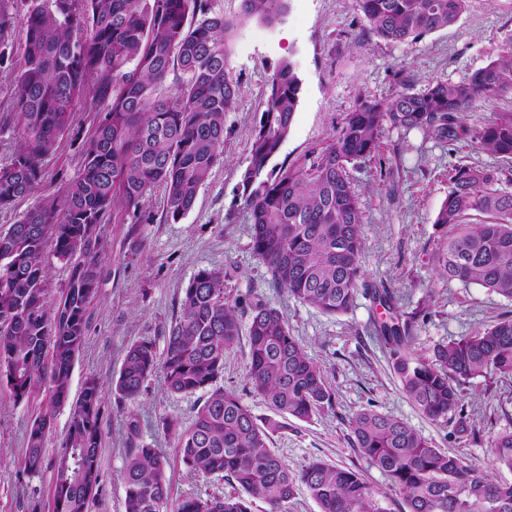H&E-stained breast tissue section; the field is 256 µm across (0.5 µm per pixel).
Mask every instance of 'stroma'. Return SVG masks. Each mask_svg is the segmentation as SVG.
Here are the masks:
<instances>
[{
	"instance_id": "35a3bbf8",
	"label": "stroma",
	"mask_w": 512,
	"mask_h": 512,
	"mask_svg": "<svg viewBox=\"0 0 512 512\" xmlns=\"http://www.w3.org/2000/svg\"><path fill=\"white\" fill-rule=\"evenodd\" d=\"M24 19H17L9 39L11 60L0 64V166L19 147V129L11 114L16 62L25 40ZM512 42V0H468L459 20L417 40L388 42L362 25L355 0H289L282 19L272 25L256 20L234 31L230 74L241 83V96L224 117V153L201 188L196 203L179 222H164V197L154 191L147 209L150 223L117 209L100 225L104 244L101 281L87 308L84 345L71 371V399H78L87 378L103 387L100 464L103 494L90 512H124L122 471L128 448L127 423L137 419L141 444L157 448L168 460L172 501L235 493L232 482L197 478L183 466L174 433L163 424L188 425L199 397L173 395L162 374L147 381L133 402L118 400L110 385L118 376L127 346L148 339L164 350L165 336L180 313L184 290L204 268H221L231 295L262 300L284 315L292 336L322 369L334 393L330 407L302 421L287 418L274 433L271 449L290 468L324 460L359 471L378 492L387 512H404L405 502L385 475L368 465L353 447L349 421L371 409L402 419L435 447L481 468L501 484H512V471L498 468L490 447L500 433L512 431V378L489 375L464 386L469 432L423 415L407 398L388 352L374 338L370 323L381 307L358 295L344 315L327 316L274 287L265 266L252 253V226L242 209L241 175L247 166L253 129L267 102V82L281 60H291L302 80V96L292 131L279 154L295 161L324 146L360 99L389 100L403 85L421 90L429 82L458 83L498 57ZM512 108V94L479 103L457 119L466 133L454 144L442 143L420 130L387 127L380 151L354 173L364 211V268L368 287L392 292L400 312L417 314L411 347L430 356L434 345L472 335L512 316V302L475 285L439 277L434 259L448 246L447 226L435 218L448 194V172L457 162L507 174L501 189L512 192V161L472 148L469 134L493 113ZM98 107L77 101L74 124L44 161V181L11 209L0 211V231L47 195H63L81 168V147L98 121ZM246 340L225 356L221 386L250 407L257 421L274 413L256 396L245 377ZM50 403L47 385L30 401L15 403L0 387V512H48L52 498L51 464L68 432L71 408H57L44 443L47 462L35 477L22 472L30 422Z\"/></svg>"
}]
</instances>
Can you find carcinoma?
<instances>
[{"label": "carcinoma", "mask_w": 512, "mask_h": 512, "mask_svg": "<svg viewBox=\"0 0 512 512\" xmlns=\"http://www.w3.org/2000/svg\"><path fill=\"white\" fill-rule=\"evenodd\" d=\"M361 19L378 37L416 40L454 25L467 0H356ZM26 36L15 77L12 108L21 144L0 167V209L35 191L43 160L71 129L73 103L89 92L100 105L92 138L82 149V172L62 200L40 201L0 232V385L15 402L49 384L52 407L70 396L71 369L87 332L86 311L100 283L103 250L98 227L116 207L144 221L145 203L164 193L165 221L177 223L193 208L223 155L224 115L235 108L239 82L229 72V43L242 20L270 25L288 0H242L229 19L209 0H0V58L20 9ZM179 79L177 87L166 83ZM302 81L293 63L279 62L268 82L267 106L251 140L241 176L242 201L253 224L252 252L270 276L298 301L326 315L348 312L364 286V217L352 171L376 156L384 127L420 129L442 142L459 137L458 115L512 93V42L464 82L433 81L419 92L403 88L392 100H362L346 114L333 140L292 163L277 164L300 104ZM479 150L512 159V110L476 129ZM495 171L453 165L448 195L435 223L448 225V248L437 261L448 280L477 285L512 301V193L494 187ZM489 219L468 224L472 214ZM72 262L68 287L49 300L46 246ZM224 271L199 270L165 336L162 356L153 342L131 344L112 381L121 400L134 401L162 370L173 394L203 392L192 422L163 423L177 436L180 459L194 476H216L238 493L170 505L167 459L139 443L128 423L123 467L125 512H251L261 499L270 512H287L305 487L320 512H386L362 474L322 460L291 470L269 448L276 421L258 424L251 409L217 385L224 358L242 334L238 310L249 311L245 375L253 393L282 416L311 418L332 405V390L283 314L260 300L226 292ZM375 300L386 311L374 324L393 359L403 392L427 417L460 413L467 430L462 385L491 374L512 376V316L469 336L434 346L415 358L416 317ZM102 389L86 381L68 433L53 462L52 512H89L103 492L100 466ZM47 411L27 430L23 473L44 467ZM354 446L403 493L405 512H512V485L435 448L408 423L366 409L349 421ZM495 463L512 471V432L492 441Z\"/></svg>", "instance_id": "1"}]
</instances>
